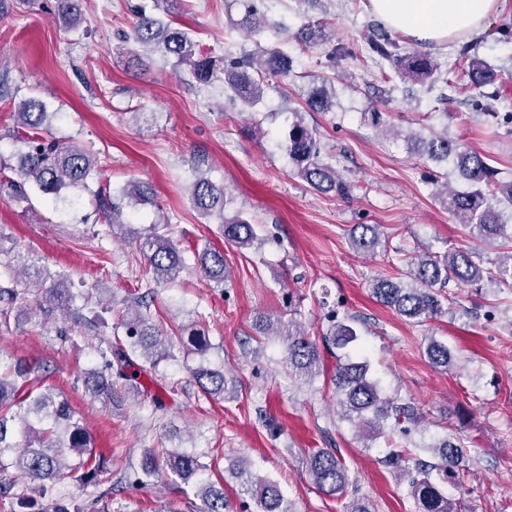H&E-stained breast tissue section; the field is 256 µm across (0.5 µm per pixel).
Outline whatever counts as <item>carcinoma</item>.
<instances>
[{"instance_id":"1","label":"carcinoma","mask_w":512,"mask_h":512,"mask_svg":"<svg viewBox=\"0 0 512 512\" xmlns=\"http://www.w3.org/2000/svg\"><path fill=\"white\" fill-rule=\"evenodd\" d=\"M152 6L141 5L135 12V21L126 39L133 44L159 53L174 61L175 65L187 64L196 80L210 83L223 74L224 92L232 102L244 108L255 106L263 96V85L269 77L286 78L291 73L287 54L280 50H268L262 46L252 53L224 58V67L217 68L218 59L210 53L197 49L196 42L185 30L173 26V20L182 0H150ZM244 9L243 17L235 27L245 29L253 35L260 34L265 25L260 4L264 0H239ZM58 10L73 28L83 22L80 0H57ZM370 49L391 62L398 77L404 81L436 80L438 64L433 57L421 51L398 55L399 42L394 31L385 27L378 30L377 37L370 39ZM460 56L464 59L460 78L477 87L488 86L494 77L493 66L485 59L471 54V47L462 46ZM336 92L332 83L312 81L303 92V100L311 112H329L335 105ZM18 124L24 131L21 142L25 151L21 154L16 169L17 178L9 179L18 195L26 196L25 185L34 184L37 189L56 200L77 197L90 190L89 181L100 173L98 160L90 151L69 142L43 143L41 133L50 132V124L56 113L47 111L45 104L36 99L24 101L16 112ZM284 148L294 165V173L312 188L321 192H334L338 196L350 193V186L343 175L332 165L321 159L320 142L316 132L304 122L303 113H295L284 141ZM428 157L435 161L453 158L458 180L466 189L443 187L436 193L439 202L457 224H462L482 239L497 238L512 241L507 220H512V180L504 182L496 178L494 170L481 154L464 145L448 140L446 136L430 139ZM98 198L103 219L108 227L124 224V208L132 205L150 204L156 209L161 205L155 200L150 185L132 182L114 195L100 185L94 191ZM190 198L193 208L204 218L218 217L224 240L240 249L251 247L258 234L254 224L240 214L226 215L227 199L224 186L213 183L203 175L193 182ZM169 220L159 217L143 233L135 235V245L146 261L156 286L174 283L187 265L182 256L178 240L168 233ZM354 249L372 252L379 244L380 233L375 225H356L350 230ZM195 271L214 288H224L227 267L224 251L208 243L195 250ZM0 266L11 271L15 267L28 269L29 260L19 254L0 250ZM36 281H26L22 288H0V322L9 320L16 303L23 300L31 285L39 287L49 308L70 311L76 295L66 285L67 276L58 274L43 278L40 268L34 271ZM412 285L395 282L390 278H377L371 283V293L382 305L393 309L398 315L422 323L433 320L444 312L442 300L436 286H445L454 280L460 285L480 282L489 277L512 288V248L503 254L495 269H485L476 264L467 250H454L444 255L425 251L415 258L408 273ZM153 289L135 298L126 306L120 319L123 334L98 336V352L106 359L110 374H97L88 378L94 398L115 402L119 399V388L127 387L131 375L127 370L134 366L133 357L139 355L156 370L158 364L171 356V348L179 345L204 353L211 342L204 331L192 322L179 328V335L172 338L163 333L150 318L148 298ZM255 330L269 339L280 342L284 348L289 373L312 376L320 373L322 358L315 341L307 336L302 327L294 322L276 326L265 316L257 317ZM357 339L356 330L345 323L331 324L329 341L344 348ZM429 362L435 368H449L452 354L448 346L428 338L425 348ZM27 374L20 365L12 366L0 357V501L12 499L17 478L33 483L32 498L46 502L47 507L35 512H108L113 491L125 485L139 487L144 484L141 475L151 476L162 470L170 478L168 489L183 493L185 487H195V496L202 502L200 512H230L224 498V488H217L200 476L210 468L203 453L154 449L147 450L139 468L123 474L117 481L99 478L100 465L90 463L93 454L89 450V439L83 427L74 421V412L68 400L49 393L35 394L23 391L24 384L18 377ZM192 378L207 395H226L227 379L224 372L203 365L192 371ZM336 391L340 419L358 424L362 436L384 433L389 422L398 425L403 421L414 422L417 414L410 406L397 403V399L382 394L378 381L370 372L367 360L346 358L336 364L331 375ZM35 417L39 427L30 423ZM27 428L24 446L11 442L14 424ZM440 462L422 460L413 448L392 449L386 462L399 471L416 472L409 483V497L417 505L418 512H459L456 503L448 499L436 477L452 480L461 485L466 477L463 468L466 445L460 437H447L434 445ZM16 450L11 462L3 456ZM309 476L321 492L343 498L353 483L348 468L333 450L318 449L307 460ZM14 469L16 475L8 474ZM69 478L82 488H94L93 498L85 503L57 498L59 481ZM238 478L241 492L253 501L254 512H293L291 505L276 481L268 477L253 476L250 463L241 462Z\"/></svg>"}]
</instances>
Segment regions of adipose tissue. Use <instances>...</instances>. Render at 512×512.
<instances>
[{
  "mask_svg": "<svg viewBox=\"0 0 512 512\" xmlns=\"http://www.w3.org/2000/svg\"><path fill=\"white\" fill-rule=\"evenodd\" d=\"M392 29L420 42L442 43L471 34L496 15L503 0H370Z\"/></svg>",
  "mask_w": 512,
  "mask_h": 512,
  "instance_id": "obj_1",
  "label": "adipose tissue"
}]
</instances>
